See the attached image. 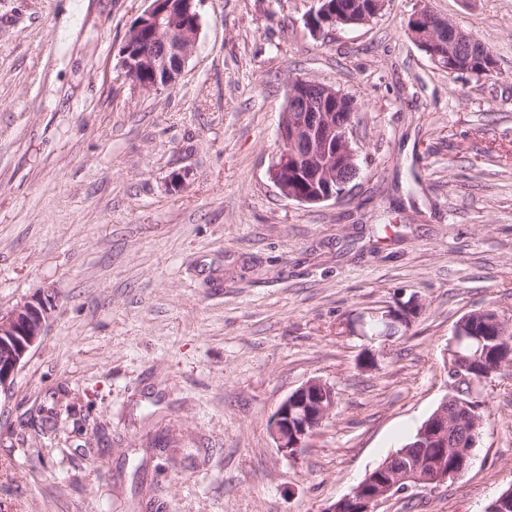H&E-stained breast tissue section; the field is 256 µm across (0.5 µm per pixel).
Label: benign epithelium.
<instances>
[{
    "instance_id": "1",
    "label": "benign epithelium",
    "mask_w": 512,
    "mask_h": 512,
    "mask_svg": "<svg viewBox=\"0 0 512 512\" xmlns=\"http://www.w3.org/2000/svg\"><path fill=\"white\" fill-rule=\"evenodd\" d=\"M150 5L140 19H150L159 28L167 27L164 39L169 46L175 66L183 69L193 53L199 33L186 28L165 25L169 21L168 10L163 0H149ZM383 5L374 2L371 12L357 17L338 13L326 20L330 28L365 25ZM408 29L430 59L437 65L452 59L451 71L467 73L475 59L485 60L489 69H494V54L474 35L456 23L436 16L430 11L417 12L408 23ZM140 25L129 30L122 53L121 69L126 71L139 61V53L133 51ZM288 96L297 100L295 108L281 114L277 130V150L272 157L269 172L271 181L280 195L302 203H321L343 197L349 181L346 173L358 171L357 151L352 146L353 125L343 128L339 137H334L331 106L341 107L345 100L343 92L309 78H297L289 85ZM294 171L302 172L307 181L320 184L324 191L310 197L295 192L288 177ZM55 298L42 295L32 301L20 302L8 310H0V392L13 388L15 377L31 350L39 346L47 335L51 308ZM416 303L400 304L382 314L371 316L377 325L370 342L389 340L398 329L407 328L418 313ZM336 410V392L333 386L322 379L313 378L291 392L279 405L269 422L270 435L275 447L284 457L294 459L307 448L309 440ZM448 410L441 407L419 430L418 439L432 440L441 448L448 447ZM454 477L442 466L428 472L419 467H406L388 475L374 488L355 487L350 495L342 498L346 502L357 498L358 512H378L381 504L393 495L409 488L439 486Z\"/></svg>"
}]
</instances>
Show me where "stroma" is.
Returning <instances> with one entry per match:
<instances>
[{"label":"stroma","instance_id":"stroma-1","mask_svg":"<svg viewBox=\"0 0 512 512\" xmlns=\"http://www.w3.org/2000/svg\"><path fill=\"white\" fill-rule=\"evenodd\" d=\"M147 0H0V308L51 291L0 393V512H322L449 393L457 320L512 318V0H385L314 35L312 0H202L171 87L126 80ZM429 9L490 45L447 74ZM357 104L359 173L302 204L268 176L289 83ZM420 311L360 366L361 319ZM312 378L336 413L294 459L269 420ZM464 477L380 512H484L512 486V370Z\"/></svg>","mask_w":512,"mask_h":512}]
</instances>
